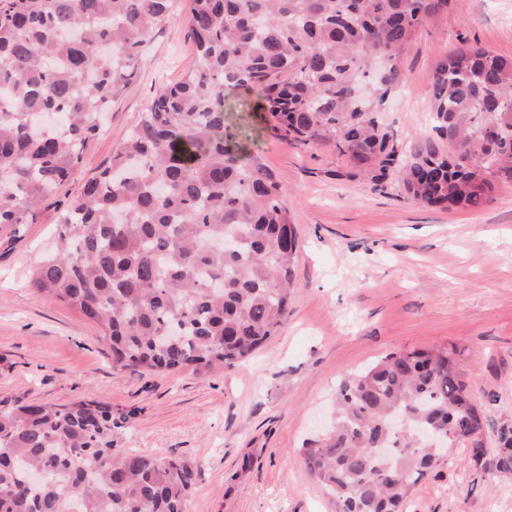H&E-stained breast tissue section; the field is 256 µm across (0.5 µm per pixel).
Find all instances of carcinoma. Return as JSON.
I'll use <instances>...</instances> for the list:
<instances>
[{
    "label": "carcinoma",
    "mask_w": 512,
    "mask_h": 512,
    "mask_svg": "<svg viewBox=\"0 0 512 512\" xmlns=\"http://www.w3.org/2000/svg\"><path fill=\"white\" fill-rule=\"evenodd\" d=\"M175 0H0V228L34 224L73 175L145 38ZM448 0H185L197 65L146 112L57 218L36 292L96 322L133 373L233 367L294 300L298 235L286 190L230 121L244 93L280 138L332 147L348 175L399 180L421 206L479 207L512 182V57L463 44L432 76L431 134L406 146L379 114L398 59ZM400 414L399 432L388 419ZM112 406L0 399V512H183L198 467L117 450ZM446 434L512 476V424L488 430L455 353L386 355L336 386L332 429L302 449L339 512H404L448 463Z\"/></svg>",
    "instance_id": "cac0c4a2"
}]
</instances>
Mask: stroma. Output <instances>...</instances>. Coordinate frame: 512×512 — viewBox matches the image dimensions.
Masks as SVG:
<instances>
[{
  "mask_svg": "<svg viewBox=\"0 0 512 512\" xmlns=\"http://www.w3.org/2000/svg\"><path fill=\"white\" fill-rule=\"evenodd\" d=\"M466 41L512 57V0H448L422 28L382 115L403 141L430 133L434 65ZM195 62L175 13L149 35L102 133L37 223L0 235V397L110 404L127 417L120 448L198 464L183 512H337L301 449L325 429L337 383L393 352L454 350L485 418L512 423V183L479 208L422 207L397 180L348 177L332 148L282 141L256 109L247 132L287 191L301 250L288 317L251 359L205 374L122 370L97 324L28 288L55 215L110 161L160 84ZM406 512H512V479L485 478L467 448H452Z\"/></svg>",
  "mask_w": 512,
  "mask_h": 512,
  "instance_id": "stroma-1",
  "label": "stroma"
}]
</instances>
